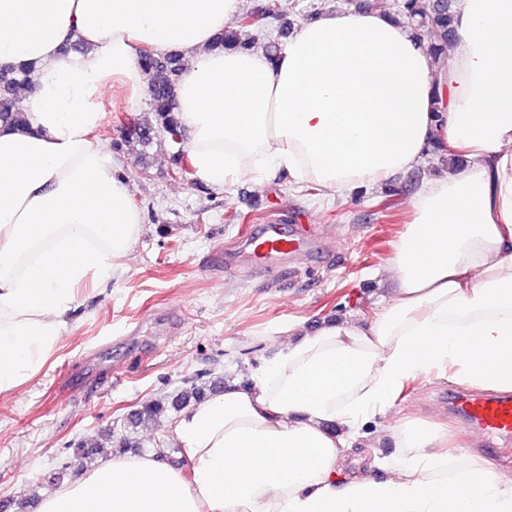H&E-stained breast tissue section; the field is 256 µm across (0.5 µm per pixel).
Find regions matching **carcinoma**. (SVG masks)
<instances>
[{"label": "carcinoma", "mask_w": 512, "mask_h": 512, "mask_svg": "<svg viewBox=\"0 0 512 512\" xmlns=\"http://www.w3.org/2000/svg\"><path fill=\"white\" fill-rule=\"evenodd\" d=\"M392 9L418 39H429L428 47L434 58L439 59L446 54L448 41L455 35L451 0H394ZM259 19L279 22L277 35L288 34L289 21L284 19L280 0H261L255 11L242 17L240 29L220 33L214 38L213 47L226 49L250 46L247 33ZM138 56L147 76L153 121L133 124L127 136L148 146L157 135L162 134L175 146L176 138L182 136L184 131L176 106L180 57L174 53L157 54L149 46L139 48ZM32 72L33 67L30 65L17 69H0L1 120L19 125L26 122L18 92L22 85L31 81ZM205 387L206 383L197 377L190 381L189 386L176 392L141 402L128 418V427L134 429L155 422L170 412L179 411L192 401L203 399Z\"/></svg>", "instance_id": "obj_1"}]
</instances>
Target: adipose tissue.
Instances as JSON below:
<instances>
[{
	"mask_svg": "<svg viewBox=\"0 0 512 512\" xmlns=\"http://www.w3.org/2000/svg\"><path fill=\"white\" fill-rule=\"evenodd\" d=\"M245 0H0V67L32 64L23 127L0 123V394L40 369L106 283L140 216L111 152L92 137L109 82L141 89L137 48L179 54L189 161L215 188L286 171L341 193L416 166L429 143L464 156L424 182L387 269L375 319L290 328L250 382L183 409L166 448L114 453L46 490L36 512H512V471L472 462L449 476L440 431H396L385 476L347 471L363 422L403 383L453 369L512 390V0H457L435 59L381 10L327 9L277 58L215 49ZM82 40L81 52L63 53Z\"/></svg>",
	"mask_w": 512,
	"mask_h": 512,
	"instance_id": "obj_1",
	"label": "adipose tissue"
}]
</instances>
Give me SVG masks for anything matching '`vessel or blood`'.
<instances>
[{
	"label": "vessel or blood",
	"instance_id": "b4317fda",
	"mask_svg": "<svg viewBox=\"0 0 512 512\" xmlns=\"http://www.w3.org/2000/svg\"><path fill=\"white\" fill-rule=\"evenodd\" d=\"M252 254L257 266L267 267L280 258L306 255L311 245L301 234L285 233L277 223L266 225L262 236L251 239ZM457 406L467 423L484 436L496 441L512 439V397L508 395H461Z\"/></svg>",
	"mask_w": 512,
	"mask_h": 512
}]
</instances>
